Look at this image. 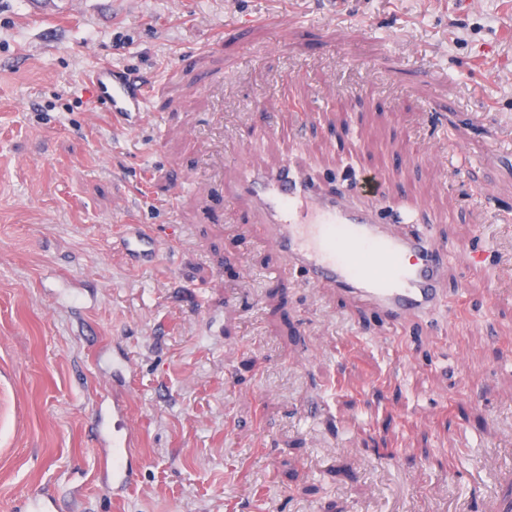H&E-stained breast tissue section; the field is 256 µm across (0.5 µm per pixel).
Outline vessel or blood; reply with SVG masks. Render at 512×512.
Listing matches in <instances>:
<instances>
[{
	"label": "vessel or blood",
	"mask_w": 512,
	"mask_h": 512,
	"mask_svg": "<svg viewBox=\"0 0 512 512\" xmlns=\"http://www.w3.org/2000/svg\"><path fill=\"white\" fill-rule=\"evenodd\" d=\"M89 82L113 120L132 128L145 118L151 92L124 70L97 65ZM235 196L253 206L273 247L290 267L305 273L310 285L345 292L394 323L426 319L436 311L445 255L428 234L399 232L372 213L349 207L342 197L321 193L287 165L262 172L241 169ZM119 245L125 258L139 265L161 257L157 239L135 224L127 225ZM136 374L133 357L113 344L112 392L97 399L88 422L90 444L101 452L99 477L116 493L129 490L139 474L133 450L140 433L128 402Z\"/></svg>",
	"instance_id": "b4317fda"
}]
</instances>
